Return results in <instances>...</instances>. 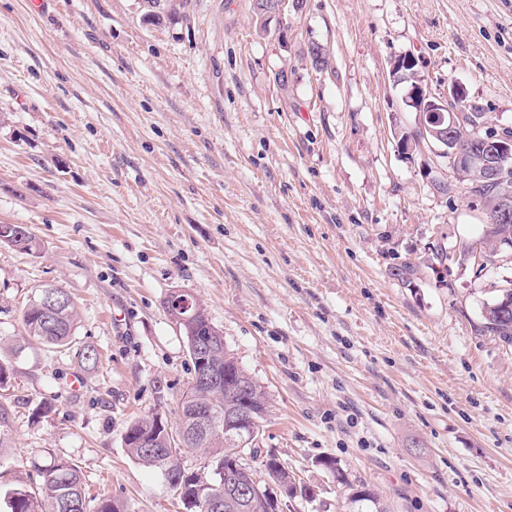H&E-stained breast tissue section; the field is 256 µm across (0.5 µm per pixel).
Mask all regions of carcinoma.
I'll list each match as a JSON object with an SVG mask.
<instances>
[{
    "label": "carcinoma",
    "instance_id": "obj_1",
    "mask_svg": "<svg viewBox=\"0 0 512 512\" xmlns=\"http://www.w3.org/2000/svg\"><path fill=\"white\" fill-rule=\"evenodd\" d=\"M144 20L159 22L166 12L167 5L162 0H143ZM495 137L500 141L512 142V129L494 132L485 128L484 113L467 111L463 124L453 129L452 141L462 144L479 137ZM447 152L440 154L446 160V168L452 174V180L441 178L433 171L431 175L434 187L443 195L459 189L464 193L483 197L488 208L493 210L499 205V189L483 179L478 168L455 169L451 165L453 146H446ZM512 239V220L505 224H485L481 250L488 256L503 248V241ZM42 291H37L33 299L22 310V323L27 336L46 345L65 348L73 342V329L76 306L71 297L63 299L54 315L47 316L41 307ZM512 304V288H503L485 306L480 322L474 325V331L481 335L496 337L499 341L512 345V312L501 307L503 301ZM184 321L179 323L188 351H197L201 343L207 342L217 350L224 347V337L212 325L206 309L202 306L187 312L182 311ZM224 377L218 387H202L191 384L189 392L182 394L178 402V430L190 434L188 451H201L209 455L210 472H189L171 462L170 438L167 425L156 416H146L131 422L125 431L124 441L128 454L139 464L155 468L163 475H171L182 488L181 503L186 512H224L216 508L214 501L224 493V462L229 451L235 447L233 438L225 434H199L204 426L224 420V414L231 408L243 405L244 396L238 392L239 378L247 376L237 359L230 352L224 353ZM237 470L236 481L245 484L256 476L257 470L266 471L276 484L281 497H313L312 490L297 483L293 474L281 461L269 455L262 459L259 468H254L244 456L233 459ZM41 485L37 490L13 488L5 491L4 500L10 512H123L120 504L110 496L98 499L95 507H90L91 499L86 493V479L81 468L69 461L53 456L45 459L38 467ZM350 505L363 502L371 503V512H388L378 496L366 485L348 486ZM236 512H275L266 498H250L240 502Z\"/></svg>",
    "mask_w": 512,
    "mask_h": 512
}]
</instances>
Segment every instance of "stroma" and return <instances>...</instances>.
Segmentation results:
<instances>
[{
    "mask_svg": "<svg viewBox=\"0 0 512 512\" xmlns=\"http://www.w3.org/2000/svg\"><path fill=\"white\" fill-rule=\"evenodd\" d=\"M173 2L154 26L142 0H0V224L38 243L0 244V488H38L53 455L125 512H180L123 442L178 421L179 290L266 391L258 446L315 492L289 512H348L328 458L390 512H512V346L474 330L512 260H434L486 218L401 150L415 113L390 74L413 56L512 129V0H302L265 32L252 0ZM49 285L96 365L24 340Z\"/></svg>",
    "mask_w": 512,
    "mask_h": 512,
    "instance_id": "1",
    "label": "stroma"
}]
</instances>
